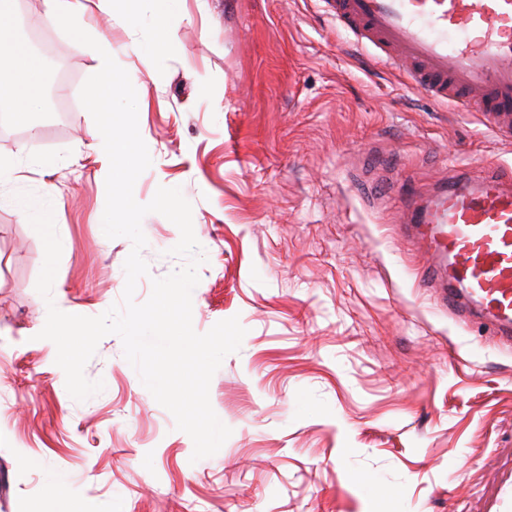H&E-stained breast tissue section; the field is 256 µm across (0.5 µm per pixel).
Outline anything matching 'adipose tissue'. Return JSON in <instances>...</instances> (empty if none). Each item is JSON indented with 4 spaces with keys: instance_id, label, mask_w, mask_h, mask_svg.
<instances>
[{
    "instance_id": "adipose-tissue-1",
    "label": "adipose tissue",
    "mask_w": 512,
    "mask_h": 512,
    "mask_svg": "<svg viewBox=\"0 0 512 512\" xmlns=\"http://www.w3.org/2000/svg\"><path fill=\"white\" fill-rule=\"evenodd\" d=\"M15 0H0V47L11 50L9 68L0 67V104L10 106L16 121H28L43 101V66L16 36Z\"/></svg>"
}]
</instances>
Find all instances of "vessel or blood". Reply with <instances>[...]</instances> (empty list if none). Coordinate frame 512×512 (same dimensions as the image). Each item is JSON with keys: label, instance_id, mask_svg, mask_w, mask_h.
I'll list each match as a JSON object with an SVG mask.
<instances>
[{"label": "vessel or blood", "instance_id": "vessel-or-blood-1", "mask_svg": "<svg viewBox=\"0 0 512 512\" xmlns=\"http://www.w3.org/2000/svg\"><path fill=\"white\" fill-rule=\"evenodd\" d=\"M359 49L402 71L433 102L477 105L512 135V0H330ZM405 230L434 257L442 300L512 337V169H487L434 188L409 207Z\"/></svg>", "mask_w": 512, "mask_h": 512}]
</instances>
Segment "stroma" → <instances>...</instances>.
I'll list each match as a JSON object with an SVG mask.
<instances>
[{
  "mask_svg": "<svg viewBox=\"0 0 512 512\" xmlns=\"http://www.w3.org/2000/svg\"><path fill=\"white\" fill-rule=\"evenodd\" d=\"M80 26L129 74L151 166L134 198L177 187L207 260L192 294L204 333L246 334L209 387L231 430L191 462L175 427L103 337L85 366L101 392L70 397L48 303L95 317L120 302L128 238L99 221L109 161L86 109L16 122L0 112V512H44L51 474L70 512H512V341L419 287L427 256L394 238L403 196L488 166L512 138L439 105L337 32L325 0H174L136 23L87 7ZM78 96L93 49L49 30ZM169 35L152 63L139 43ZM49 194L65 240L51 299L36 290L43 243L16 196ZM151 281L181 269L178 228L142 220Z\"/></svg>",
  "mask_w": 512,
  "mask_h": 512,
  "instance_id": "35a3bbf8",
  "label": "stroma"
}]
</instances>
